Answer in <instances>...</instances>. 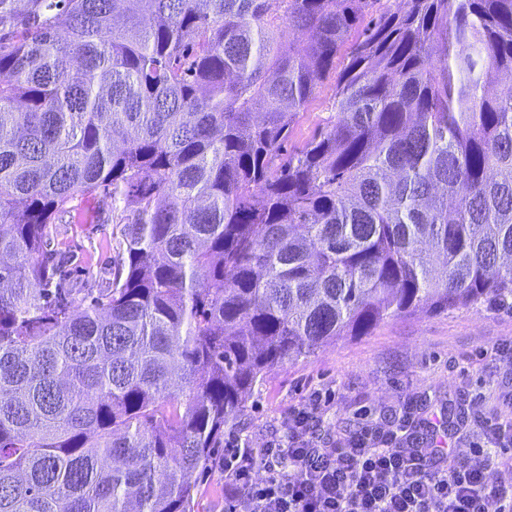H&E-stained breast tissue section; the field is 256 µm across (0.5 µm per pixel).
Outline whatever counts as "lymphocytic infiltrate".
Here are the masks:
<instances>
[{
    "label": "lymphocytic infiltrate",
    "instance_id": "1",
    "mask_svg": "<svg viewBox=\"0 0 512 512\" xmlns=\"http://www.w3.org/2000/svg\"><path fill=\"white\" fill-rule=\"evenodd\" d=\"M321 393L263 447L230 436L224 512H512V421L486 423L466 458L416 435L411 406L346 441L318 436ZM504 449L490 459L486 449Z\"/></svg>",
    "mask_w": 512,
    "mask_h": 512
}]
</instances>
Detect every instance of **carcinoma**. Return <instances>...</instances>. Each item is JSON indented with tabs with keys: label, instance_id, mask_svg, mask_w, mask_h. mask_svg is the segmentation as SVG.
<instances>
[{
	"label": "carcinoma",
	"instance_id": "cac0c4a2",
	"mask_svg": "<svg viewBox=\"0 0 512 512\" xmlns=\"http://www.w3.org/2000/svg\"><path fill=\"white\" fill-rule=\"evenodd\" d=\"M378 2L0 0V512H190L272 367L512 310V0ZM98 195L97 293L46 247ZM345 51L336 58V72L342 68ZM336 72L331 71L319 85L315 99L305 112H302L288 141L289 152L301 147L316 131L336 119L334 94Z\"/></svg>",
	"mask_w": 512,
	"mask_h": 512
}]
</instances>
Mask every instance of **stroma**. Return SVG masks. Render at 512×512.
Segmentation results:
<instances>
[{"label":"stroma","mask_w":512,"mask_h":512,"mask_svg":"<svg viewBox=\"0 0 512 512\" xmlns=\"http://www.w3.org/2000/svg\"><path fill=\"white\" fill-rule=\"evenodd\" d=\"M335 84V74L323 79L295 123L289 149L335 120ZM74 206V214L56 218L50 247L72 260L75 287H107L118 264L112 207L102 197ZM510 345L511 311L462 307L391 318L370 335L336 340L269 370L235 429L261 447L318 390L331 395L320 426L335 438H351L366 422L393 418L408 404L421 418L452 413L448 444L466 457L480 422L512 418V359L501 354ZM223 458V448L214 449L197 478L191 512H224Z\"/></svg>","instance_id":"obj_1"}]
</instances>
